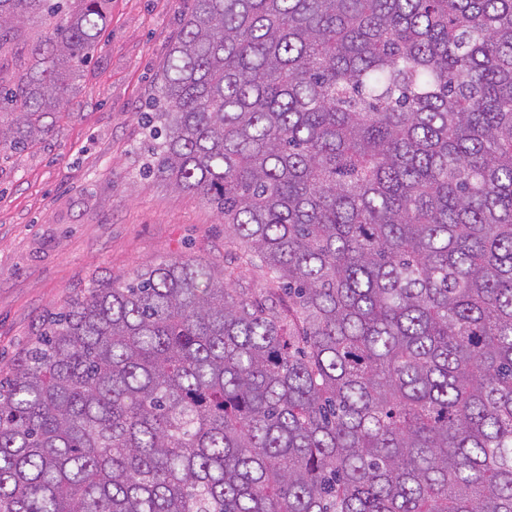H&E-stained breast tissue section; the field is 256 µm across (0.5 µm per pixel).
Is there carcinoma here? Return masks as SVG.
<instances>
[{"label":"carcinoma","instance_id":"1","mask_svg":"<svg viewBox=\"0 0 512 512\" xmlns=\"http://www.w3.org/2000/svg\"><path fill=\"white\" fill-rule=\"evenodd\" d=\"M107 2L0 0L1 151ZM161 93L153 173L233 262L47 315L0 371V512H512V0H192Z\"/></svg>","mask_w":512,"mask_h":512}]
</instances>
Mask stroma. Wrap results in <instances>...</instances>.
Segmentation results:
<instances>
[{"instance_id":"obj_1","label":"stroma","mask_w":512,"mask_h":512,"mask_svg":"<svg viewBox=\"0 0 512 512\" xmlns=\"http://www.w3.org/2000/svg\"><path fill=\"white\" fill-rule=\"evenodd\" d=\"M190 0H110V22L51 135L0 153V368L47 312L95 278L163 258L224 266V225L200 198L150 175L144 113Z\"/></svg>"}]
</instances>
